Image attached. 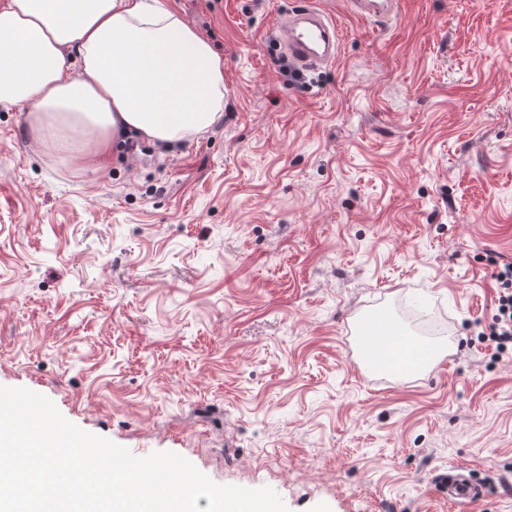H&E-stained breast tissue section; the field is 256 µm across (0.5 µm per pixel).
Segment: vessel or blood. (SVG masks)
I'll return each mask as SVG.
<instances>
[{
	"label": "vessel or blood",
	"mask_w": 512,
	"mask_h": 512,
	"mask_svg": "<svg viewBox=\"0 0 512 512\" xmlns=\"http://www.w3.org/2000/svg\"><path fill=\"white\" fill-rule=\"evenodd\" d=\"M352 10L365 18H382L393 12L397 0H350ZM279 45L284 54L301 67L314 68L332 63L338 52L339 27L335 18L311 8L284 15L279 21ZM448 500L458 507L480 500L482 485L468 470L449 468L444 476Z\"/></svg>",
	"instance_id": "obj_1"
}]
</instances>
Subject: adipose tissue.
Returning a JSON list of instances; mask_svg holds the SVG:
<instances>
[{
    "label": "adipose tissue",
    "mask_w": 512,
    "mask_h": 512,
    "mask_svg": "<svg viewBox=\"0 0 512 512\" xmlns=\"http://www.w3.org/2000/svg\"><path fill=\"white\" fill-rule=\"evenodd\" d=\"M0 104L24 112L38 139L88 131L95 173L125 138L174 145L208 132L224 116V61L149 0H6Z\"/></svg>",
    "instance_id": "adipose-tissue-1"
}]
</instances>
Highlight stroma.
<instances>
[{
    "label": "stroma",
    "mask_w": 512,
    "mask_h": 512,
    "mask_svg": "<svg viewBox=\"0 0 512 512\" xmlns=\"http://www.w3.org/2000/svg\"><path fill=\"white\" fill-rule=\"evenodd\" d=\"M224 60V118L82 174L0 106V386L145 457L178 453L288 512H512V356L479 338L512 263V0H161ZM339 22L289 81L276 19ZM382 310L450 355L360 370ZM352 10L365 18H382L393 12L396 0H351ZM443 479L448 489V502L456 507H466L484 496V487L464 468L449 467Z\"/></svg>",
    "instance_id": "stroma-1"
}]
</instances>
